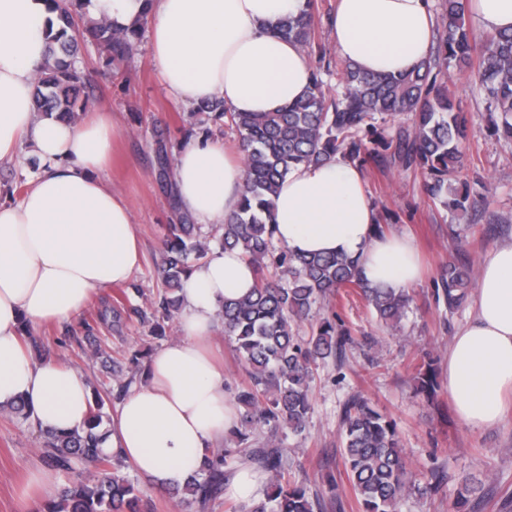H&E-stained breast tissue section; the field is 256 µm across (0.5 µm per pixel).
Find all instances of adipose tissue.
Returning <instances> with one entry per match:
<instances>
[{
  "mask_svg": "<svg viewBox=\"0 0 512 512\" xmlns=\"http://www.w3.org/2000/svg\"><path fill=\"white\" fill-rule=\"evenodd\" d=\"M305 0H92L93 18L130 26L149 20V47L167 93L191 104L218 98L234 112H276L305 95V51L277 32ZM56 17L46 0H0V163L34 155L40 168L17 202L0 204V408L17 400L39 430L73 429L91 390L64 362L34 361L22 324L73 321L92 292L129 281L141 263L136 225L103 177L119 130L111 117L79 124L37 117L32 94ZM434 28L430 0H338L331 38L340 58L366 73L411 70ZM176 201L201 225L223 223L239 202L243 167L219 140L191 139L177 156ZM275 240L294 254L359 259L371 285L395 291L420 276L404 235L375 231L376 210L360 170L339 159L301 165L274 198ZM254 272L238 252L214 250L185 283L179 336L151 357L112 417L108 441L146 482H184L222 445L238 414L210 339L225 299L247 294ZM448 391L460 421H501L512 394V243L483 258L475 315L448 352Z\"/></svg>",
  "mask_w": 512,
  "mask_h": 512,
  "instance_id": "1",
  "label": "adipose tissue"
}]
</instances>
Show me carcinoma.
<instances>
[{
  "label": "carcinoma",
  "mask_w": 512,
  "mask_h": 512,
  "mask_svg": "<svg viewBox=\"0 0 512 512\" xmlns=\"http://www.w3.org/2000/svg\"><path fill=\"white\" fill-rule=\"evenodd\" d=\"M58 12L59 28L49 35V61L37 79L33 108L43 116L75 122L94 99L81 67L79 42L89 36L104 62L130 56L143 35L144 23L117 29L106 20L80 25L91 0H50ZM468 0H439L441 33L436 45L413 69L395 74H367L342 65L336 93L326 95V63L312 71V88L278 112H232L224 101L202 102L197 110L224 121L239 137L243 182L237 208L224 223L203 228L188 223L165 226L164 255L159 267L166 288L154 308L166 317L180 310L179 293L192 269L217 247L238 250L255 275L254 288L242 298L224 300V335L234 344L249 371L250 385L239 391L236 445L205 458L183 486L175 487L182 501L205 503L224 492L226 478L237 469L242 454L269 474L271 492L249 512H315L318 498L307 488L284 481L279 431L301 434L312 410L310 381L313 367L336 356L349 340L336 331V320L317 318V305L351 290L362 295L380 320L400 323L410 305L402 291L373 288L358 261L345 255L300 256L276 247L271 222L273 197L280 182L299 165L334 158L356 167L398 165L421 172L428 194L443 205L466 212L476 200L464 192L448 199V176L462 158L468 118L462 101L448 89L450 70L476 69L479 90L488 112L491 133L512 141V31L489 35L478 45L466 25ZM314 0L296 17L279 22V34L303 48L314 42ZM410 113L414 122L395 135L391 121ZM154 153L159 177L169 180V148L158 138ZM474 285L469 265L448 264L438 281L437 299L448 311L460 307ZM317 319L312 336L303 339L294 327ZM421 391L432 395L437 382L432 362L417 369ZM110 417L105 401L95 393L84 425L72 430H45L43 457L66 475L68 484L43 512H136L140 490L114 467V455L103 451ZM267 429L268 439L253 448L251 435ZM344 465L362 512H395L410 488L422 494L437 489V480L424 484L408 468L399 448L394 423L366 400L352 401L342 420ZM481 485L464 477L456 496V512L471 507Z\"/></svg>",
  "instance_id": "carcinoma-1"
}]
</instances>
